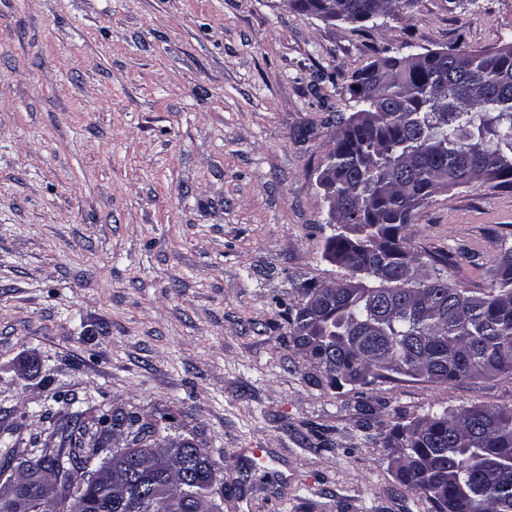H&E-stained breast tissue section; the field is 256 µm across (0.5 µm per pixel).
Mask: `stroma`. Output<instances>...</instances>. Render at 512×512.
<instances>
[{"label":"stroma","instance_id":"35a3bbf8","mask_svg":"<svg viewBox=\"0 0 512 512\" xmlns=\"http://www.w3.org/2000/svg\"><path fill=\"white\" fill-rule=\"evenodd\" d=\"M511 41L512 0H407L375 28L288 0H0V446L52 454L67 416L122 407L205 449L224 512H429L381 440L432 407L510 405L512 378L334 389L288 309L350 275L316 185L348 77ZM407 236L464 250L450 287L488 288L512 188L439 193Z\"/></svg>","mask_w":512,"mask_h":512}]
</instances>
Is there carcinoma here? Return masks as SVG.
I'll list each match as a JSON object with an SVG mask.
<instances>
[{"mask_svg":"<svg viewBox=\"0 0 512 512\" xmlns=\"http://www.w3.org/2000/svg\"><path fill=\"white\" fill-rule=\"evenodd\" d=\"M347 22L365 26L376 13L402 0H336ZM373 85L372 65L357 72L348 91L355 111L339 118L340 138L328 154L336 169V209L346 222L327 240L336 265L368 280L336 287L311 339L300 336L299 312L288 314V343L319 368L329 386L340 375L372 368L420 374L443 384L512 376V245L495 259L491 286L464 291L448 286V251L432 256L434 273L412 269L421 256L403 231L415 211L439 190L497 178L512 187V43L486 50L421 53ZM110 420L127 431L139 458L117 491L108 482H75L74 473L96 455L94 428ZM309 445L328 448L322 427L309 423ZM61 450L42 454L23 469L52 470L68 496L83 487V512H215L220 478L203 450L186 440L187 468L165 458L152 423L121 408L112 415L67 420ZM398 444L396 478L424 497L432 512L443 505L460 512H512V406L472 405L461 411L428 410L396 423L382 440ZM32 512H61L43 499L39 485L22 486Z\"/></svg>","mask_w":512,"mask_h":512,"instance_id":"obj_1","label":"carcinoma"}]
</instances>
